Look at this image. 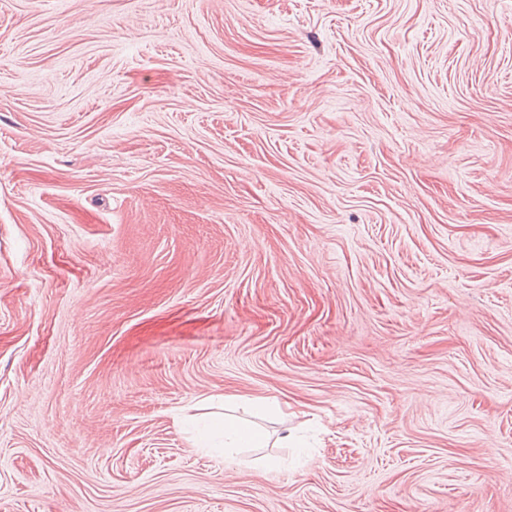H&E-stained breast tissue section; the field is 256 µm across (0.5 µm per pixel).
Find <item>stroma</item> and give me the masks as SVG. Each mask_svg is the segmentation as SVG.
<instances>
[{
    "mask_svg": "<svg viewBox=\"0 0 512 512\" xmlns=\"http://www.w3.org/2000/svg\"><path fill=\"white\" fill-rule=\"evenodd\" d=\"M0 512H512V0H0ZM224 433L225 448H259L262 443V434L246 421L227 418L219 424Z\"/></svg>",
    "mask_w": 512,
    "mask_h": 512,
    "instance_id": "obj_1",
    "label": "stroma"
}]
</instances>
